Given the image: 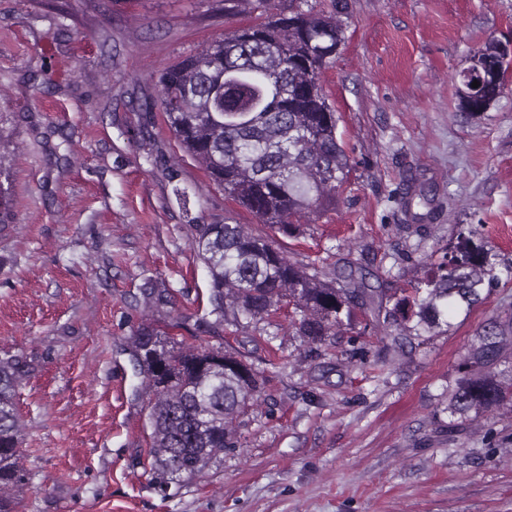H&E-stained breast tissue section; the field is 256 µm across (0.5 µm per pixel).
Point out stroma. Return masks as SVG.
I'll return each mask as SVG.
<instances>
[{
  "label": "stroma",
  "instance_id": "1",
  "mask_svg": "<svg viewBox=\"0 0 512 512\" xmlns=\"http://www.w3.org/2000/svg\"><path fill=\"white\" fill-rule=\"evenodd\" d=\"M341 20L321 83L349 173L276 246L295 266L349 261L366 285L409 291L473 227L503 270L446 330L397 351L358 308L319 344L284 313L262 327L215 310L196 225L266 229L182 152L157 81L258 13L0 0V356L31 365L13 512H512V406L450 408L471 345L512 318V69L486 111L458 96L475 52L512 47V0H346ZM411 179L437 205L423 236L396 202ZM147 325L266 376L237 447L164 491L133 356Z\"/></svg>",
  "mask_w": 512,
  "mask_h": 512
}]
</instances>
